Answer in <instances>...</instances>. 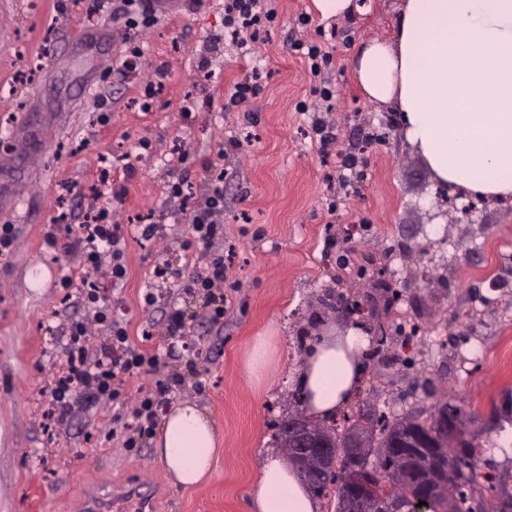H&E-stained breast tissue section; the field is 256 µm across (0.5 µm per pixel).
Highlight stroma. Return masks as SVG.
I'll return each instance as SVG.
<instances>
[{
    "label": "stroma",
    "mask_w": 512,
    "mask_h": 512,
    "mask_svg": "<svg viewBox=\"0 0 512 512\" xmlns=\"http://www.w3.org/2000/svg\"><path fill=\"white\" fill-rule=\"evenodd\" d=\"M359 12L322 19L312 0H265L274 17L258 36L224 31V0H190L137 31L141 81L120 63L123 20L88 24L70 0H0V170L28 168L11 184L14 227L0 257V512H89L91 502L144 496L151 512H251L273 424L302 409L297 378L324 335L367 337L362 380L342 414L368 405L393 416L450 402L487 420L512 388V199L448 202L392 107L368 101L353 54L392 39L398 0H357ZM326 52L312 76L298 44ZM166 68L142 108L145 82ZM255 97L232 107L252 71ZM322 120L333 131L321 140ZM151 144L137 152V140ZM224 160L228 308L204 319L205 300L183 291L211 253L184 212L209 192L207 166ZM122 191L112 221L130 228L127 274L112 284L113 320L156 353L155 369L129 379L116 401L58 420L52 379L66 357L67 326L86 309L74 284L101 281L82 266L68 226L82 223L102 171ZM189 184L187 204L170 199ZM138 224H153V239ZM178 278L160 279V265ZM157 296L145 305V291ZM182 308L184 338L165 316ZM180 385L162 411L196 403L218 433L206 483L176 485L155 438L126 448L110 438L129 423L140 391L171 371ZM490 442L483 473L512 491V424Z\"/></svg>",
    "instance_id": "1"
}]
</instances>
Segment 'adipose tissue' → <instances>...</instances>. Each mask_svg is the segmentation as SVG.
I'll return each instance as SVG.
<instances>
[{
	"instance_id": "1",
	"label": "adipose tissue",
	"mask_w": 512,
	"mask_h": 512,
	"mask_svg": "<svg viewBox=\"0 0 512 512\" xmlns=\"http://www.w3.org/2000/svg\"><path fill=\"white\" fill-rule=\"evenodd\" d=\"M365 96L400 112L405 139L433 179L462 192L512 198V0H400L393 40L352 57ZM367 339L356 329L322 337L299 386L308 414L333 416L354 395ZM216 432L196 404L165 416L156 451L175 483L212 468ZM254 512H317L305 482L276 454L265 458Z\"/></svg>"
}]
</instances>
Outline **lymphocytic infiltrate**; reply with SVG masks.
I'll return each mask as SVG.
<instances>
[{"mask_svg":"<svg viewBox=\"0 0 512 512\" xmlns=\"http://www.w3.org/2000/svg\"><path fill=\"white\" fill-rule=\"evenodd\" d=\"M271 16L260 0H228L224 7V28L230 36L252 29L259 30ZM210 192L204 207L194 210L191 230L203 246H212L224 234V168H208ZM77 246L85 267L104 271L114 281L123 280L127 268L121 255L119 240L112 232V208L102 202L91 207L77 232ZM224 260L217 257L198 273L187 291L205 297L212 321L224 317ZM83 299L92 308L90 317L69 326V350L51 390V406L58 419H66L78 408L91 409L104 399H117L126 378L155 367V354L128 343L123 327L114 325L112 313L94 283L84 282ZM109 327L110 334L103 345L89 349L87 340L94 330ZM159 403L154 393L138 397L133 408V422L126 426L122 443L127 448L141 447L157 425Z\"/></svg>","mask_w":512,"mask_h":512,"instance_id":"f902f5d3","label":"lymphocytic infiltrate"}]
</instances>
